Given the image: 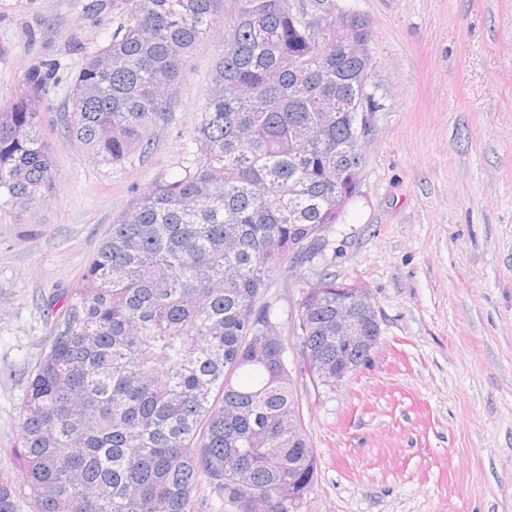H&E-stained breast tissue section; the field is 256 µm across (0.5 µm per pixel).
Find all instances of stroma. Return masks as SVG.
<instances>
[{
	"mask_svg": "<svg viewBox=\"0 0 512 512\" xmlns=\"http://www.w3.org/2000/svg\"><path fill=\"white\" fill-rule=\"evenodd\" d=\"M373 31L358 197L313 263L270 289L318 477L300 512H512V0H322ZM125 0H0V107L29 71L61 77L40 107L57 188L0 206V475L54 297L75 288L112 224L195 150L224 27L198 44L167 121L123 165L98 164L60 122L68 75L124 23ZM367 288L381 321L336 389L302 372L292 316L320 271Z\"/></svg>",
	"mask_w": 512,
	"mask_h": 512,
	"instance_id": "stroma-1",
	"label": "stroma"
}]
</instances>
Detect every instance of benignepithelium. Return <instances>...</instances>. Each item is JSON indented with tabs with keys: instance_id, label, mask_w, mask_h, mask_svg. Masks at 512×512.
I'll use <instances>...</instances> for the list:
<instances>
[{
	"instance_id": "obj_1",
	"label": "benign epithelium",
	"mask_w": 512,
	"mask_h": 512,
	"mask_svg": "<svg viewBox=\"0 0 512 512\" xmlns=\"http://www.w3.org/2000/svg\"><path fill=\"white\" fill-rule=\"evenodd\" d=\"M348 296L346 307L336 313V359L328 360L307 352L309 363L316 379L324 386H339L348 374L359 367L360 362L352 358L356 347L373 349L379 341L377 336H362L361 323L377 318L374 303L369 293L363 288L346 289Z\"/></svg>"
}]
</instances>
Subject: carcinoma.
I'll return each instance as SVG.
<instances>
[{"label": "carcinoma", "mask_w": 512, "mask_h": 512, "mask_svg": "<svg viewBox=\"0 0 512 512\" xmlns=\"http://www.w3.org/2000/svg\"><path fill=\"white\" fill-rule=\"evenodd\" d=\"M126 2L121 30L70 77L60 116L104 165L150 142L220 21L224 50L197 150L112 224L29 382L15 453L33 512H195L203 485L238 512H289L318 469L268 293L284 265L325 249L349 190L336 170L363 168L355 118L382 103L349 43L372 32L305 0ZM56 81L54 63L32 71L0 109V204L25 210L55 186L38 107ZM327 98L338 115L325 127ZM318 278L294 316L302 354L332 349L347 287ZM16 494L0 477V512H15Z\"/></svg>", "instance_id": "1"}]
</instances>
